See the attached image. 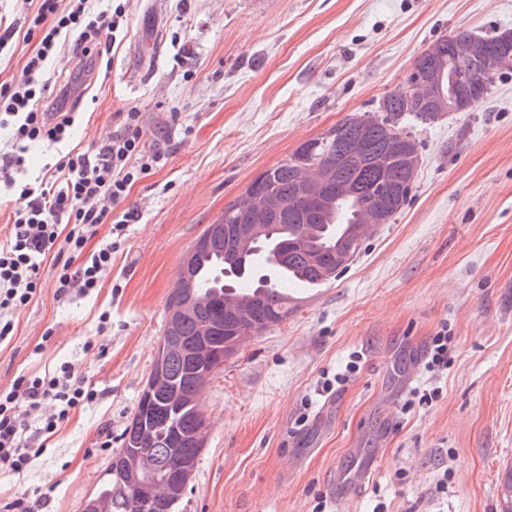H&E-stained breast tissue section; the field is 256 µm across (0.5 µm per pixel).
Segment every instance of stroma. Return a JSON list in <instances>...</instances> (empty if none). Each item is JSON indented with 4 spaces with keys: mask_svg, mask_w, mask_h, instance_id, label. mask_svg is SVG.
Returning a JSON list of instances; mask_svg holds the SVG:
<instances>
[{
    "mask_svg": "<svg viewBox=\"0 0 512 512\" xmlns=\"http://www.w3.org/2000/svg\"><path fill=\"white\" fill-rule=\"evenodd\" d=\"M125 37L75 82L80 149L137 109L164 166L121 202L136 209L102 288L42 290L0 342V390L71 363L95 390L0 497L80 512L136 410L181 261L262 171L355 112H373L416 57L454 31L512 29V0H126ZM416 191L361 255L203 388L207 446L185 512H501L512 467V74L468 112L403 120ZM448 368L423 369L440 328ZM359 352L344 390L323 380ZM440 388L403 411L412 388ZM112 445L100 447L101 433Z\"/></svg>",
    "mask_w": 512,
    "mask_h": 512,
    "instance_id": "35a3bbf8",
    "label": "stroma"
}]
</instances>
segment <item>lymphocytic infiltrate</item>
Segmentation results:
<instances>
[{"label":"lymphocytic infiltrate","mask_w":512,"mask_h":512,"mask_svg":"<svg viewBox=\"0 0 512 512\" xmlns=\"http://www.w3.org/2000/svg\"><path fill=\"white\" fill-rule=\"evenodd\" d=\"M124 15L121 5L95 12L88 0H35L25 31L13 24L0 31V52L18 34L35 43L24 65L23 83L0 86V130L12 133L10 152L0 153V189L28 199L26 207L15 212L9 237L0 245L1 339L14 329L13 314L40 291L39 270L47 255L61 262L57 297L102 286L103 274L112 265L114 237L123 236L136 219L134 212L120 210V203L133 183L167 159L165 150L146 148L141 114L131 109L95 149L69 150L46 165L35 181L17 178L31 144L52 148L67 143L77 123L76 112L66 107L68 86L54 84L55 59L66 47L79 60L102 58L121 34ZM105 224L110 241L90 247ZM93 397V390L65 363L44 378L18 377L10 391L0 395V471L23 476L44 453L37 438L52 436L72 410L88 405ZM49 398L57 402V413L29 428L21 407L35 409Z\"/></svg>","instance_id":"obj_1"}]
</instances>
